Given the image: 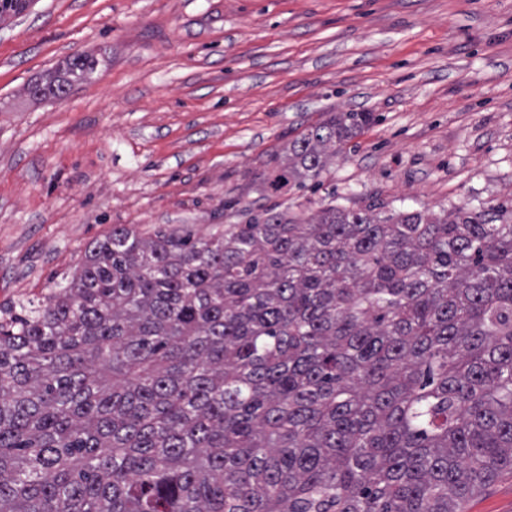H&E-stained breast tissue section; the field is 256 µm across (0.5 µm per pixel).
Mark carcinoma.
Returning <instances> with one entry per match:
<instances>
[{"mask_svg":"<svg viewBox=\"0 0 512 512\" xmlns=\"http://www.w3.org/2000/svg\"><path fill=\"white\" fill-rule=\"evenodd\" d=\"M77 54L27 86L65 98ZM333 112L259 191L321 181ZM512 474V210L125 225L0 305V512H463Z\"/></svg>","mask_w":512,"mask_h":512,"instance_id":"cac0c4a2","label":"carcinoma"}]
</instances>
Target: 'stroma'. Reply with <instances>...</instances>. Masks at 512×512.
Listing matches in <instances>:
<instances>
[{
    "instance_id": "obj_1",
    "label": "stroma",
    "mask_w": 512,
    "mask_h": 512,
    "mask_svg": "<svg viewBox=\"0 0 512 512\" xmlns=\"http://www.w3.org/2000/svg\"><path fill=\"white\" fill-rule=\"evenodd\" d=\"M100 65L62 100L26 86ZM373 123L286 206L512 207V0H33L0 20V304L125 224L209 235L330 113Z\"/></svg>"
}]
</instances>
